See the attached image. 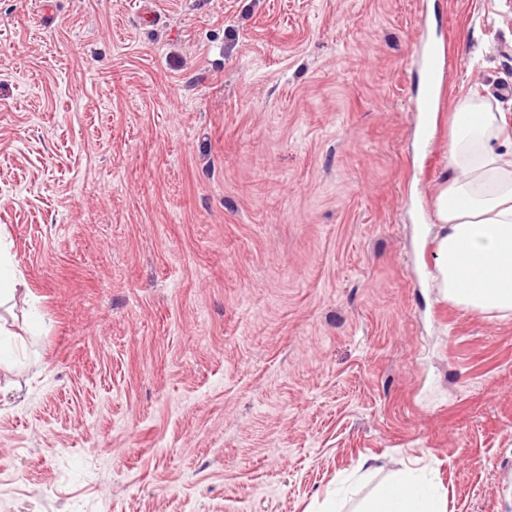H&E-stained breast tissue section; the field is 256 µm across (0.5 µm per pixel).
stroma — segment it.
<instances>
[{
  "label": "stroma",
  "instance_id": "stroma-1",
  "mask_svg": "<svg viewBox=\"0 0 512 512\" xmlns=\"http://www.w3.org/2000/svg\"><path fill=\"white\" fill-rule=\"evenodd\" d=\"M452 60L417 110L421 40ZM512 0H0V512H512V316L444 300L457 98ZM9 265L8 253L2 249L0 240V308L7 305L23 291V288H17L20 283L9 275ZM444 498L412 475L395 477L377 487L355 512H443Z\"/></svg>",
  "mask_w": 512,
  "mask_h": 512
}]
</instances>
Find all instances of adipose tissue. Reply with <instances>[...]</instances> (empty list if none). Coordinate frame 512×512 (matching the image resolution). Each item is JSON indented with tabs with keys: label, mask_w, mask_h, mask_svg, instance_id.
I'll return each instance as SVG.
<instances>
[{
	"label": "adipose tissue",
	"mask_w": 512,
	"mask_h": 512,
	"mask_svg": "<svg viewBox=\"0 0 512 512\" xmlns=\"http://www.w3.org/2000/svg\"><path fill=\"white\" fill-rule=\"evenodd\" d=\"M437 282L448 302L512 315V119L466 96L454 108L448 170L431 201ZM414 476L377 487L356 512H443Z\"/></svg>",
	"instance_id": "adipose-tissue-1"
}]
</instances>
